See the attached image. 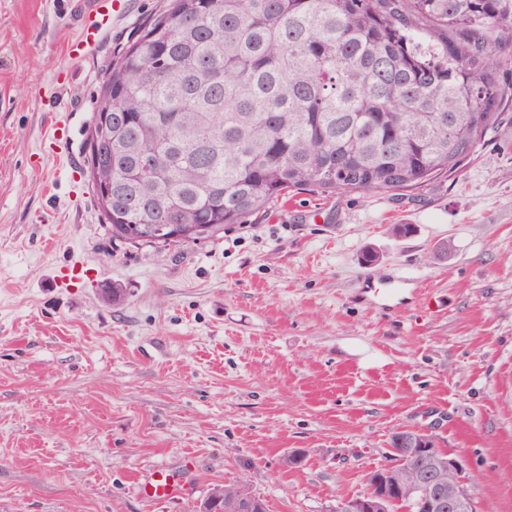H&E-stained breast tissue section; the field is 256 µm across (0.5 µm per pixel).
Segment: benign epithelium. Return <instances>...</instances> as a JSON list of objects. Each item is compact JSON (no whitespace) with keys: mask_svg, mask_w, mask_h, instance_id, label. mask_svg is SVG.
Listing matches in <instances>:
<instances>
[{"mask_svg":"<svg viewBox=\"0 0 512 512\" xmlns=\"http://www.w3.org/2000/svg\"><path fill=\"white\" fill-rule=\"evenodd\" d=\"M209 230L207 224H142L135 236L200 241ZM389 458V464L367 474L368 491L343 500L338 512H394V507L409 502L422 512H482L469 490L462 458L439 448L431 435L411 429L396 432ZM264 510V503L242 482L217 485L200 501V512Z\"/></svg>","mask_w":512,"mask_h":512,"instance_id":"obj_1","label":"benign epithelium"}]
</instances>
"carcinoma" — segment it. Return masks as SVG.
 Wrapping results in <instances>:
<instances>
[{
	"label": "carcinoma",
	"instance_id": "1",
	"mask_svg": "<svg viewBox=\"0 0 512 512\" xmlns=\"http://www.w3.org/2000/svg\"><path fill=\"white\" fill-rule=\"evenodd\" d=\"M512 0H171L113 63L112 241L219 234L288 190L417 189L453 172L512 90Z\"/></svg>",
	"mask_w": 512,
	"mask_h": 512
}]
</instances>
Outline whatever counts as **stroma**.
<instances>
[{"label":"stroma","instance_id":"35a3bbf8","mask_svg":"<svg viewBox=\"0 0 512 512\" xmlns=\"http://www.w3.org/2000/svg\"><path fill=\"white\" fill-rule=\"evenodd\" d=\"M83 2L0 0V512H190L237 480L269 512H337L403 429L512 512V101L423 187L292 190L200 242L114 244L70 164L168 0L87 44ZM158 467L185 497L140 496Z\"/></svg>","mask_w":512,"mask_h":512}]
</instances>
